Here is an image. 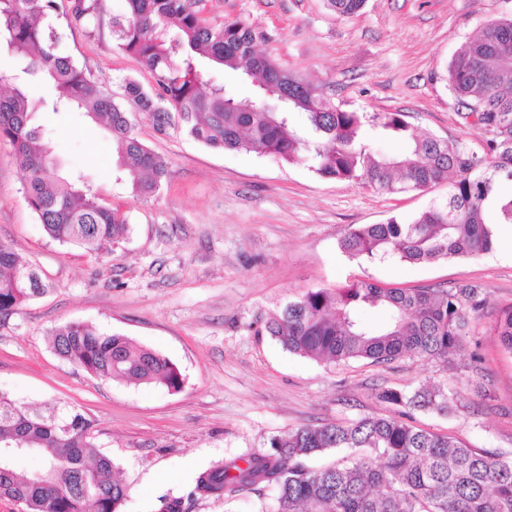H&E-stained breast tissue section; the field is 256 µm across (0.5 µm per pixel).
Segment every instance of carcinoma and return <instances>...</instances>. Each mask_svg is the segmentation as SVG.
Returning a JSON list of instances; mask_svg holds the SVG:
<instances>
[{"mask_svg":"<svg viewBox=\"0 0 512 512\" xmlns=\"http://www.w3.org/2000/svg\"><path fill=\"white\" fill-rule=\"evenodd\" d=\"M366 0H326L340 15L359 12ZM122 15H109L102 0H0V45L18 61L12 86L0 92V144L14 150L25 172L24 194L38 223L53 240L97 253L129 232L119 206H107L85 175L61 174L41 143L40 112L76 107L103 123L115 151L117 180L147 200L161 188L167 161L134 132L130 114L143 113L156 131L180 130L211 148L271 154L288 164L306 162L320 176L368 184L388 194L424 191L448 183V198L416 214L351 229L339 242L350 258L412 263L476 256L493 244L495 224H512V196L496 190L512 181V18L492 21L463 43L448 63V89L463 110H478L487 138L478 156L456 141L418 134L402 112L367 116L339 109L319 87L258 54L260 35L242 23L211 24L203 0H126ZM109 28L116 46L137 59L154 83L133 78L120 97L59 52L62 26ZM239 70L256 87L239 98L209 84V65ZM49 82L52 101L31 88ZM304 115L295 126L292 113ZM401 142L400 152L378 155L367 130ZM35 268L0 243V322L24 301L47 291ZM485 303L479 288H399L363 280L308 289L271 314L265 329L291 353L329 363L368 359L388 363L405 355L445 360L463 346L470 322ZM363 307L388 314L370 327ZM512 355V306L494 325ZM55 353L86 372L133 384L179 390L178 367L161 353L107 334L88 323H66L52 333ZM381 398L400 407L438 414L450 409L448 391L436 386L408 395L396 389ZM407 413L363 416L302 426L270 440L272 454L251 453L199 473L192 496L233 497L271 488L261 512H512V459L460 444L411 425ZM94 421L74 408L57 416L32 411L0 393V446L23 451L0 467V498L24 512H122L127 489L112 458L102 453ZM351 451L348 464L311 469L312 455ZM37 456L41 466L20 472L18 459Z\"/></svg>","mask_w":512,"mask_h":512,"instance_id":"obj_1","label":"carcinoma"}]
</instances>
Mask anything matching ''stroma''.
<instances>
[{"mask_svg": "<svg viewBox=\"0 0 512 512\" xmlns=\"http://www.w3.org/2000/svg\"><path fill=\"white\" fill-rule=\"evenodd\" d=\"M203 8L209 22L240 21L263 32L261 53L341 109L402 112L418 132L481 152L485 134L459 117L448 62L484 24L511 17L512 0H366L349 17L325 0H204ZM60 50L112 90L127 77L152 83L110 31L73 27ZM132 121L139 139L169 162L160 192L145 201L117 183L103 126L78 110L38 119L60 162L87 175L104 204L128 213L126 239L99 258L44 232L25 200L24 173L0 144V242L51 284L0 323V392L43 412L67 405L93 419L101 451L128 488L124 512H159L167 496L188 498V512H259L272 489L195 498L197 474L268 453L271 437L301 426L397 415L379 398L391 388L444 387L451 412L414 409L412 425L512 456V355L492 331L512 306V224L495 226L493 247L471 258L352 260L338 248L350 229L410 219L445 200L447 184L388 195L321 177L305 163L162 134L143 114ZM360 280L474 286L486 304L463 351L445 361L326 363L288 352L265 330L270 313L307 289ZM70 321L162 353L182 374L180 390L101 379L60 358L49 334Z\"/></svg>", "mask_w": 512, "mask_h": 512, "instance_id": "obj_1", "label": "stroma"}]
</instances>
